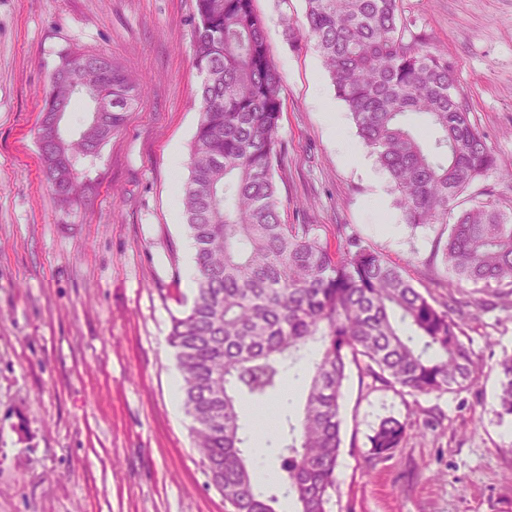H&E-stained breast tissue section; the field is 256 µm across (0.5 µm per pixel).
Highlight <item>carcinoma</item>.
<instances>
[{
	"label": "carcinoma",
	"instance_id": "cac0c4a2",
	"mask_svg": "<svg viewBox=\"0 0 512 512\" xmlns=\"http://www.w3.org/2000/svg\"><path fill=\"white\" fill-rule=\"evenodd\" d=\"M193 62L203 76L200 122L183 187L186 226L194 241L197 289L173 319L169 344L182 378V404L196 447L226 512H327L341 447L340 401L351 369L360 383L413 398L469 390L482 374L445 303L424 295L404 270L336 227L331 254L312 224H284L274 182L282 159L283 85L254 0H195ZM400 0H305L311 39L357 134L388 175L396 204L414 227L439 224L437 250L450 288L512 295V214L487 200L458 208L459 197L496 166L470 118L452 68L437 48L405 37ZM99 87L122 108L87 115L77 138H42L39 152L54 193L66 202L76 183L57 177V156L90 157L124 122L140 92L112 58L79 62L46 89L42 113L68 98L70 83ZM427 117L435 132L421 141L405 122ZM318 349L302 418H280L275 483L254 480L241 423L244 400L281 394L284 373ZM500 415L512 416V356L500 363ZM438 418L382 420L371 453L388 459Z\"/></svg>",
	"mask_w": 512,
	"mask_h": 512
}]
</instances>
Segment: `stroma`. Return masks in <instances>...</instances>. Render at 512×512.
<instances>
[{"instance_id": "1", "label": "stroma", "mask_w": 512, "mask_h": 512, "mask_svg": "<svg viewBox=\"0 0 512 512\" xmlns=\"http://www.w3.org/2000/svg\"><path fill=\"white\" fill-rule=\"evenodd\" d=\"M283 80V160L274 172L283 223L336 227L405 268L437 301L448 274L434 227L405 224L386 175L343 158L360 139L313 42L294 39L304 0H255ZM408 36L441 48L498 166L471 189L512 213V0H402ZM195 0H0V512H225L209 486L191 420L172 398L168 343L191 305L192 239L173 221L200 120ZM112 56L141 90L60 203L37 130L49 77L71 51ZM333 101L337 131L321 101ZM180 153L172 170L170 155ZM383 196L398 234L369 204ZM463 330L483 365L470 390L420 397L346 384L342 445L328 512H512V417L500 413L499 363L512 355V309L483 310L460 290ZM440 413L389 460L370 454L386 418Z\"/></svg>"}]
</instances>
